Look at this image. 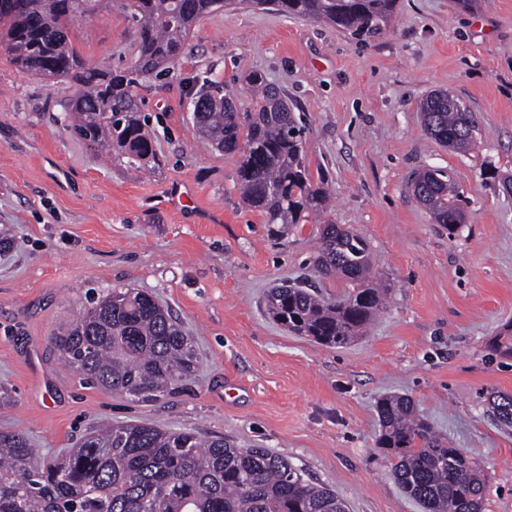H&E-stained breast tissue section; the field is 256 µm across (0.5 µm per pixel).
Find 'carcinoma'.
Segmentation results:
<instances>
[{"instance_id": "obj_1", "label": "carcinoma", "mask_w": 512, "mask_h": 512, "mask_svg": "<svg viewBox=\"0 0 512 512\" xmlns=\"http://www.w3.org/2000/svg\"><path fill=\"white\" fill-rule=\"evenodd\" d=\"M99 0H0V44L16 64L77 88L65 129L90 148L140 172L157 160L154 139L136 101L141 82L157 79L179 60L185 37L204 15L232 0H130L136 22V60L114 74L86 65L69 37L72 20ZM294 17L326 21L361 41L383 33L396 0H252ZM252 106L200 90L190 105L202 138L241 158L239 190L246 207L263 214L282 236L323 214L330 193L313 179L305 143L308 129L287 96L254 73L247 79ZM431 138L459 153L476 144V119L446 90L420 103ZM436 223L456 234L466 220L460 193L442 170L427 169L410 184ZM313 267L339 276L351 291L327 301L317 287L282 283L266 297L272 317L298 336L327 347L360 338L384 310L386 289L372 281L366 241L337 224L320 227ZM64 363L106 391L143 402L169 393L196 365L192 339L152 294L114 288L53 337ZM512 355V324L491 344ZM495 420L512 427V394L492 391ZM376 440L390 474L422 512H483L484 478L468 452L450 448L416 418L411 400L387 396L377 404ZM0 512H347L328 486L268 448H239L222 437L202 440L143 423L90 430L66 454L44 457L22 432H0Z\"/></svg>"}]
</instances>
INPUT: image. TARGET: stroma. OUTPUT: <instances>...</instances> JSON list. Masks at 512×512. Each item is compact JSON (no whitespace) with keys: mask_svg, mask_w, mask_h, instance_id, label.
<instances>
[{"mask_svg":"<svg viewBox=\"0 0 512 512\" xmlns=\"http://www.w3.org/2000/svg\"><path fill=\"white\" fill-rule=\"evenodd\" d=\"M126 0L74 19L86 64L135 60ZM284 90L309 132L311 172L333 192L328 218L364 237L390 288L364 337L327 348L272 319L269 290L312 276L318 226L269 238L238 191L239 158L201 143L187 92L220 83L249 107L246 78ZM445 90L478 118L465 154L430 139L418 105ZM158 166L131 174L73 138L62 118L75 94L16 66L0 47V431L53 456L100 424L145 423L268 448L333 490L348 512H421L376 447V403L408 395L486 478L484 512H512V430L487 393H512V356L489 344L512 322V0H396L393 24L363 42L334 25L255 7L204 16L175 68L138 87ZM446 172L469 214L456 235L411 195L412 174ZM194 184V210L159 199ZM114 288L154 294L197 350L195 373L141 402L64 367L52 336Z\"/></svg>","mask_w":512,"mask_h":512,"instance_id":"stroma-1","label":"stroma"}]
</instances>
